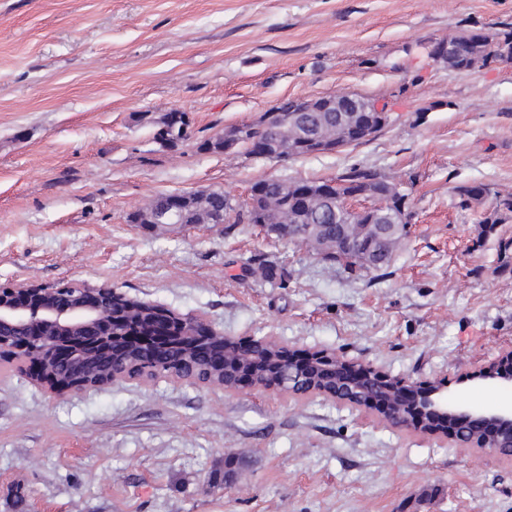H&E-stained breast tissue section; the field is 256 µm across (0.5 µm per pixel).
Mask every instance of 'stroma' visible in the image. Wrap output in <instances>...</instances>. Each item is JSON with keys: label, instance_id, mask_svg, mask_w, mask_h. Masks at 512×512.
Listing matches in <instances>:
<instances>
[{"label": "stroma", "instance_id": "obj_1", "mask_svg": "<svg viewBox=\"0 0 512 512\" xmlns=\"http://www.w3.org/2000/svg\"><path fill=\"white\" fill-rule=\"evenodd\" d=\"M512 28V0H0V285L112 287L237 339L270 337L475 410L512 349V61L440 42ZM357 95L387 125L329 154L200 151L285 99ZM186 112L177 148L154 138ZM408 195L388 267L349 272L253 224H134L160 194L350 168ZM490 196L464 208L459 187ZM0 512H512V463L321 396L168 375L59 395L0 363Z\"/></svg>", "mask_w": 512, "mask_h": 512}]
</instances>
